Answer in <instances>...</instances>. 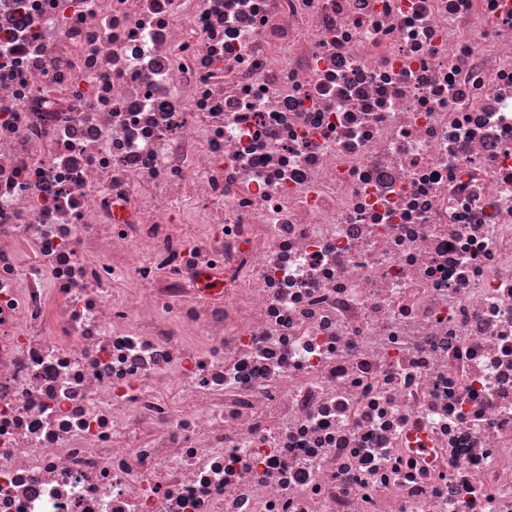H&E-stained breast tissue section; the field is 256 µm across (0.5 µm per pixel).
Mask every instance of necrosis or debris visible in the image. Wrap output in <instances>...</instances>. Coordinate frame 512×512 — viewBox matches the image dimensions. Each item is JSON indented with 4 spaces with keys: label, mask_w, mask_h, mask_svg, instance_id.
Wrapping results in <instances>:
<instances>
[{
    "label": "necrosis or debris",
    "mask_w": 512,
    "mask_h": 512,
    "mask_svg": "<svg viewBox=\"0 0 512 512\" xmlns=\"http://www.w3.org/2000/svg\"><path fill=\"white\" fill-rule=\"evenodd\" d=\"M0 512H512V0H0Z\"/></svg>",
    "instance_id": "necrosis-or-debris-1"
}]
</instances>
